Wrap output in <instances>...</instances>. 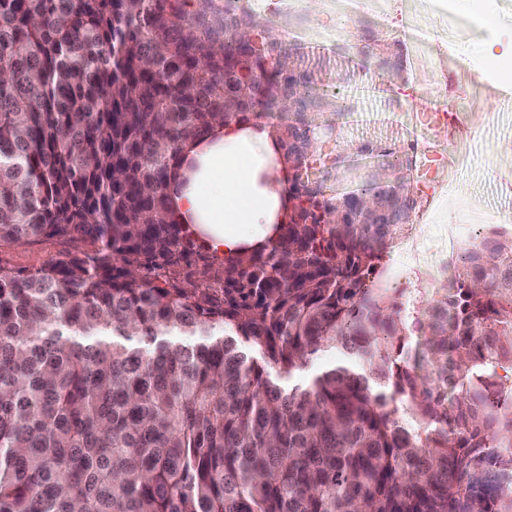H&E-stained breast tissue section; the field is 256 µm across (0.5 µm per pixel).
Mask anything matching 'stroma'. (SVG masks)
<instances>
[{"mask_svg": "<svg viewBox=\"0 0 512 512\" xmlns=\"http://www.w3.org/2000/svg\"><path fill=\"white\" fill-rule=\"evenodd\" d=\"M496 17L485 29L461 0H264L275 29L302 47L305 69L329 84L325 120L345 111L339 142L326 152L363 145L415 147L432 157L414 223L401 226L383 260L385 287L416 288L430 300L449 266L489 227H512V93L497 89L496 67L478 52L512 36V0H485ZM391 44L400 75L362 68L357 58ZM77 242L51 238L0 246V264L40 267L76 252Z\"/></svg>", "mask_w": 512, "mask_h": 512, "instance_id": "stroma-1", "label": "stroma"}]
</instances>
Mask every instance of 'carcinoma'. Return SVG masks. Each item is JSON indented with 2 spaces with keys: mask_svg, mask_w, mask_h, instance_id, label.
Listing matches in <instances>:
<instances>
[{
  "mask_svg": "<svg viewBox=\"0 0 512 512\" xmlns=\"http://www.w3.org/2000/svg\"><path fill=\"white\" fill-rule=\"evenodd\" d=\"M187 6L0 0V245L90 246L0 266V512H512V235L451 268L412 350L413 291L373 280L399 225L357 207L405 185L328 196L306 156L324 88L254 0ZM254 119L294 207L217 261L168 191L186 142Z\"/></svg>",
  "mask_w": 512,
  "mask_h": 512,
  "instance_id": "cac0c4a2",
  "label": "carcinoma"
}]
</instances>
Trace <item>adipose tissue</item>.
I'll list each match as a JSON object with an SVG mask.
<instances>
[{
  "instance_id": "adipose-tissue-1",
  "label": "adipose tissue",
  "mask_w": 512,
  "mask_h": 512,
  "mask_svg": "<svg viewBox=\"0 0 512 512\" xmlns=\"http://www.w3.org/2000/svg\"><path fill=\"white\" fill-rule=\"evenodd\" d=\"M271 127L219 124L184 149L182 176L169 190V213L211 255L268 247L292 212L287 172Z\"/></svg>"
}]
</instances>
